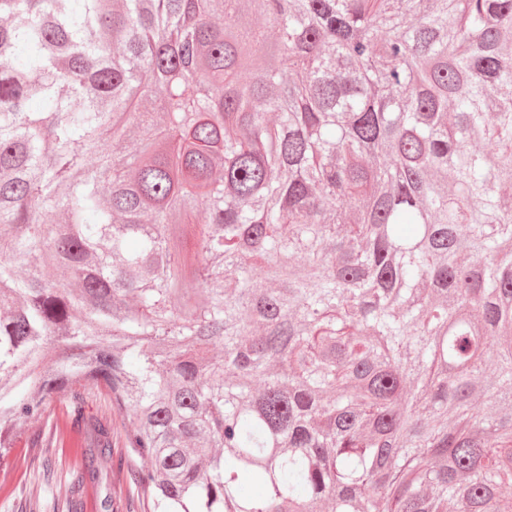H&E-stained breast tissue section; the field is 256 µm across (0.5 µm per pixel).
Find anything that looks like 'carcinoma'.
<instances>
[{
    "instance_id": "obj_1",
    "label": "carcinoma",
    "mask_w": 512,
    "mask_h": 512,
    "mask_svg": "<svg viewBox=\"0 0 512 512\" xmlns=\"http://www.w3.org/2000/svg\"><path fill=\"white\" fill-rule=\"evenodd\" d=\"M507 183L512 0H0V465L65 394V512H512ZM96 466L100 473L99 484L96 488L99 503L113 497L115 503L125 504L128 502L139 511L136 489L128 478L118 473L115 462L103 458L97 461Z\"/></svg>"
}]
</instances>
